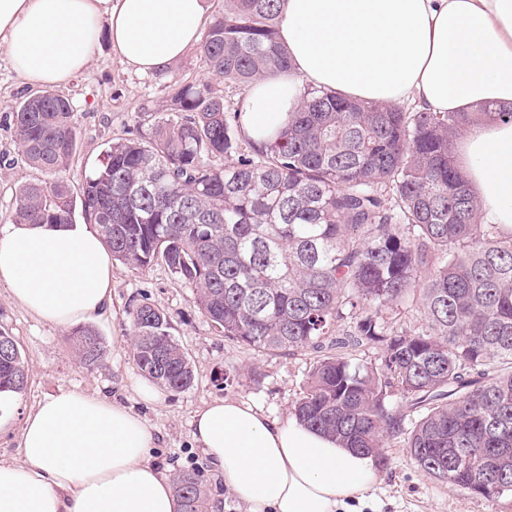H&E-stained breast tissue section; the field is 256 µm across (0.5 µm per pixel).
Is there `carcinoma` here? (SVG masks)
Listing matches in <instances>:
<instances>
[{
	"label": "carcinoma",
	"mask_w": 512,
	"mask_h": 512,
	"mask_svg": "<svg viewBox=\"0 0 512 512\" xmlns=\"http://www.w3.org/2000/svg\"><path fill=\"white\" fill-rule=\"evenodd\" d=\"M283 0H224L200 44L206 69L248 90L292 73L276 41ZM356 101L307 87L274 141L242 133L243 112L209 83L185 84L149 132L111 142L74 194L64 174L77 148L69 99L41 90L13 113L25 161L52 176L16 191L14 224L95 226L112 259L163 260L195 288L224 337L259 353L380 345L377 361H316L294 415L377 458L406 437L420 471L487 500L512 486V233L483 221L482 201L454 152L474 116ZM224 158L217 166L214 159ZM420 320L407 329L402 313ZM133 357L152 383L192 386L195 374L166 316L131 312ZM80 363L105 356L89 326L72 329ZM27 384L21 353L0 329V391ZM417 413L405 424L386 403ZM181 512H208L200 476L177 474Z\"/></svg>",
	"instance_id": "carcinoma-1"
}]
</instances>
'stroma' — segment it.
Returning <instances> with one entry per match:
<instances>
[{
  "mask_svg": "<svg viewBox=\"0 0 512 512\" xmlns=\"http://www.w3.org/2000/svg\"><path fill=\"white\" fill-rule=\"evenodd\" d=\"M200 81L210 82L225 104L245 96L244 90L211 76L197 48H189L166 73L141 74L123 65L107 41H100L87 70L57 88L71 100L79 131L78 149L66 173L72 191L80 192L85 173L98 164L108 143L127 137L134 126L150 128L154 112L180 85ZM34 91L0 53V226L14 211L17 189L45 178L25 163L13 122L16 106ZM193 298V288L164 262L143 270L114 263L110 309L92 323L106 354L99 365L86 367L78 361L69 328L44 322L0 288V327L14 337L28 371L27 387L9 422L0 427V459L21 461L23 419L46 395L61 390L95 394L124 404L147 422L155 438L152 458L163 471L172 476L198 472L210 498L219 501L220 512H245L199 451L192 418L205 403L220 398L246 402L273 419L292 415L318 354L311 349L255 352L225 338L197 310ZM142 303L161 310L173 327L193 365L195 381L189 389L157 386L153 398L141 395L147 380L133 358L130 313ZM384 453L380 481L370 492L375 512H512L510 499L490 501L424 476L403 436L389 437Z\"/></svg>",
  "mask_w": 512,
  "mask_h": 512,
  "instance_id": "stroma-1",
  "label": "stroma"
}]
</instances>
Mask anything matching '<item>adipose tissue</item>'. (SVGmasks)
Instances as JSON below:
<instances>
[{
    "label": "adipose tissue",
    "instance_id": "adipose-tissue-1",
    "mask_svg": "<svg viewBox=\"0 0 512 512\" xmlns=\"http://www.w3.org/2000/svg\"><path fill=\"white\" fill-rule=\"evenodd\" d=\"M203 0H0V49L33 84L87 69L100 36L138 73L168 70L204 29ZM294 77L257 80L243 133L273 140L304 85L430 112L512 106V0H284L276 34ZM486 222L512 233V123H482L457 143ZM0 285L50 324L102 317L112 259L88 224L0 228ZM192 435L248 512H362L379 481L373 456L296 418L233 399L196 411ZM23 459L0 460V512H180L150 457L154 435L99 396L49 395L20 433Z\"/></svg>",
    "mask_w": 512,
    "mask_h": 512
}]
</instances>
